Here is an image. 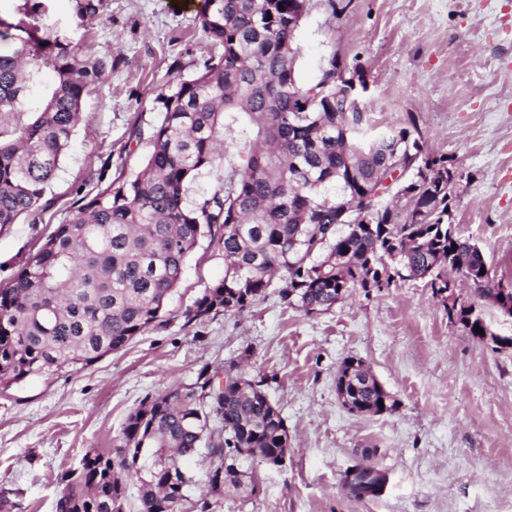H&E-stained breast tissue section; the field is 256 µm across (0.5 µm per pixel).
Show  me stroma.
Segmentation results:
<instances>
[{"label": "stroma", "mask_w": 512, "mask_h": 512, "mask_svg": "<svg viewBox=\"0 0 512 512\" xmlns=\"http://www.w3.org/2000/svg\"><path fill=\"white\" fill-rule=\"evenodd\" d=\"M170 2L102 0L81 21L73 0H38L29 14L25 0H0V19L27 18L82 58L118 61L83 103L49 206L0 228V287L68 220L74 200L137 171L149 144L136 142L134 127L150 132L158 94L201 67V0ZM296 48L301 84L315 83L336 55L366 68V101L380 122L417 116L430 151L460 176L451 202L458 234L511 282L512 0H350L339 14L308 0ZM223 275V255L200 240L164 326L83 371L0 386V512H55L59 476L87 452L111 453L145 397L240 359L249 376L267 378L292 447L280 467L254 459L259 492L224 498L215 512H512V318L458 282V305H474L502 338L479 341L423 280L403 279L353 290L319 314L289 307L274 284L247 311L186 323L184 310ZM348 358L370 367L393 411L342 406L336 372ZM358 464L385 473L380 495L346 494L342 478Z\"/></svg>", "instance_id": "1"}]
</instances>
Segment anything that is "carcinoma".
Segmentation results:
<instances>
[{"label": "carcinoma", "mask_w": 512, "mask_h": 512, "mask_svg": "<svg viewBox=\"0 0 512 512\" xmlns=\"http://www.w3.org/2000/svg\"><path fill=\"white\" fill-rule=\"evenodd\" d=\"M308 0H203L198 27L208 45L202 68L158 96L162 119L139 169L119 173L91 198L72 203L37 254L0 288V383L35 374L81 371L163 325L199 238L224 255V277L183 312L186 323L241 313L279 296L306 313L334 307L352 288L381 290L396 279H423L448 303V274L466 272L481 300L497 301L502 280L478 244L451 220L448 157L429 152L413 113L404 125L373 132L376 113L336 81L340 60L316 83H299L295 39ZM102 0H74L83 20ZM0 113L15 112L42 69L54 84L27 124L0 130V226L36 217L59 171L92 85L112 76L110 56L88 61L49 42L20 19H0ZM246 153L213 192L188 198L200 171L224 167L227 144ZM224 374L214 392L213 375ZM352 381L336 374L362 414L395 408L367 369ZM285 419L266 379L232 361L199 370L187 387L145 398L127 417L110 456L87 453L65 484L56 512H125V475L141 453L155 458L140 478L138 512H180L196 484L185 460L203 455L206 494L199 512L226 497L257 491L254 478L224 458L275 462L288 451ZM385 475L355 465L347 494L374 496Z\"/></svg>", "instance_id": "carcinoma-1"}]
</instances>
